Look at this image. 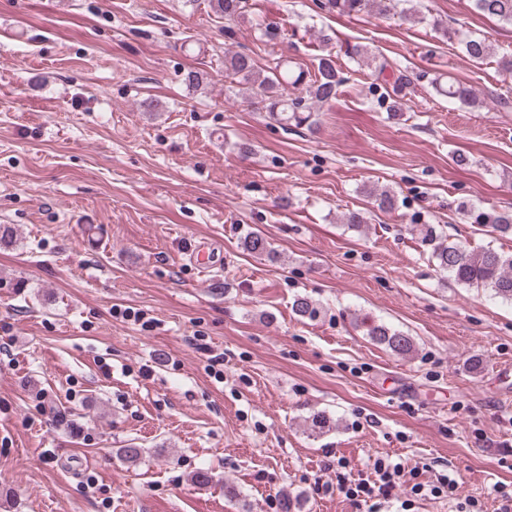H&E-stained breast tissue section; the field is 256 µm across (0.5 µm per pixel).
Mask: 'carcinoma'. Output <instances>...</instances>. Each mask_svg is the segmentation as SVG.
<instances>
[{
    "label": "carcinoma",
    "mask_w": 512,
    "mask_h": 512,
    "mask_svg": "<svg viewBox=\"0 0 512 512\" xmlns=\"http://www.w3.org/2000/svg\"><path fill=\"white\" fill-rule=\"evenodd\" d=\"M473 9L512 26V0H471ZM213 12L228 22L240 19L246 0H209ZM328 9L339 15L373 12L381 17L399 16L407 22H421L423 18L413 0H328ZM451 34L464 46L466 54L484 60L493 54L486 39L468 35L459 30ZM225 77L245 86L247 100L256 109L283 126L293 124L312 127L317 124L313 108L336 98L342 80L338 78L336 61L327 54L318 58L314 72L295 71L279 60L265 67L258 66L254 57L243 51L224 52ZM437 92L465 105H474L477 96L456 81L435 82ZM373 205L388 212L395 207L394 195L387 190H374ZM479 222L489 224L502 235H512V210L478 214ZM431 256L438 269L458 284L487 288L502 299L512 301V253L500 252L490 246L470 248L443 237L430 238ZM244 249L262 256L271 253L267 240L258 232H248L242 242ZM356 324L371 341L384 346L396 356L414 353L413 339L403 332L379 324L368 317H356Z\"/></svg>",
    "instance_id": "carcinoma-1"
}]
</instances>
